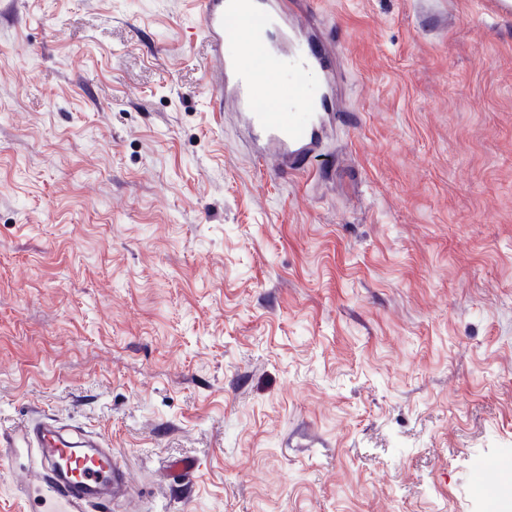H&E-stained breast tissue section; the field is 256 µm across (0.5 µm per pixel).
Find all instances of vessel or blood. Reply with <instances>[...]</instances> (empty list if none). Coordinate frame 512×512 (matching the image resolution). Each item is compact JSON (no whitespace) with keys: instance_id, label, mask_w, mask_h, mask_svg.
Returning a JSON list of instances; mask_svg holds the SVG:
<instances>
[{"instance_id":"b4317fda","label":"vessel or blood","mask_w":512,"mask_h":512,"mask_svg":"<svg viewBox=\"0 0 512 512\" xmlns=\"http://www.w3.org/2000/svg\"><path fill=\"white\" fill-rule=\"evenodd\" d=\"M210 49L212 96L233 106L258 158L276 170H307L324 128L342 118L334 109L336 66L331 50L295 23L285 0H194ZM279 111H270V104ZM41 452L49 494L76 507L110 485L129 495L130 472L95 438L75 440L52 419L26 425Z\"/></svg>"}]
</instances>
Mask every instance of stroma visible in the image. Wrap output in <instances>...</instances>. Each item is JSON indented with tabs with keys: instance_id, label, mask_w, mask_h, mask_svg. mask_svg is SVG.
I'll use <instances>...</instances> for the list:
<instances>
[{
	"instance_id": "1",
	"label": "stroma",
	"mask_w": 512,
	"mask_h": 512,
	"mask_svg": "<svg viewBox=\"0 0 512 512\" xmlns=\"http://www.w3.org/2000/svg\"><path fill=\"white\" fill-rule=\"evenodd\" d=\"M298 11L348 116L303 175L189 0H0V442L101 434L136 495L80 512H512V12ZM39 467L0 445V512Z\"/></svg>"
}]
</instances>
